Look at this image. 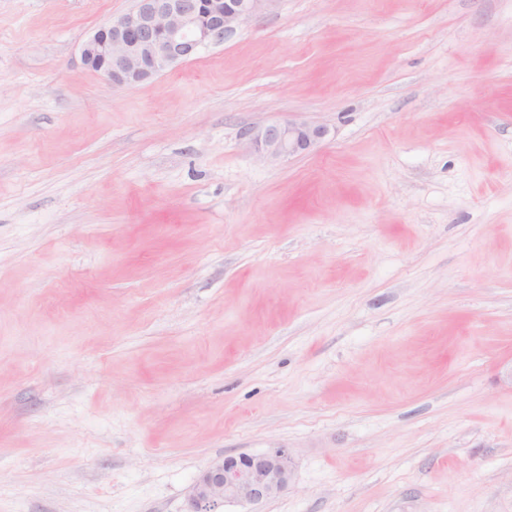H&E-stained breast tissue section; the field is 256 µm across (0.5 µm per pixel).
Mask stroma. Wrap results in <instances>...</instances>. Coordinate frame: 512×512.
I'll list each match as a JSON object with an SVG mask.
<instances>
[{
	"instance_id": "1",
	"label": "stroma",
	"mask_w": 512,
	"mask_h": 512,
	"mask_svg": "<svg viewBox=\"0 0 512 512\" xmlns=\"http://www.w3.org/2000/svg\"><path fill=\"white\" fill-rule=\"evenodd\" d=\"M134 6L0 0V512L271 448L259 512H512V0H268L118 87ZM328 133L326 126L294 120L257 129L249 141L262 159L276 162L312 151Z\"/></svg>"
}]
</instances>
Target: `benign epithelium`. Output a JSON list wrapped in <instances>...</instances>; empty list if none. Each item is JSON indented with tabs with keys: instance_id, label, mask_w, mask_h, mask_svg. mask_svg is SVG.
I'll list each match as a JSON object with an SVG mask.
<instances>
[{
	"instance_id": "obj_1",
	"label": "benign epithelium",
	"mask_w": 512,
	"mask_h": 512,
	"mask_svg": "<svg viewBox=\"0 0 512 512\" xmlns=\"http://www.w3.org/2000/svg\"><path fill=\"white\" fill-rule=\"evenodd\" d=\"M267 0H136L134 9L99 28L81 45L88 69L116 86L152 79L201 49L224 42ZM329 133L306 120L262 127L249 135L271 162L312 151ZM292 461L286 448L226 455L196 480L187 512H221L227 503L260 505L288 489Z\"/></svg>"
}]
</instances>
